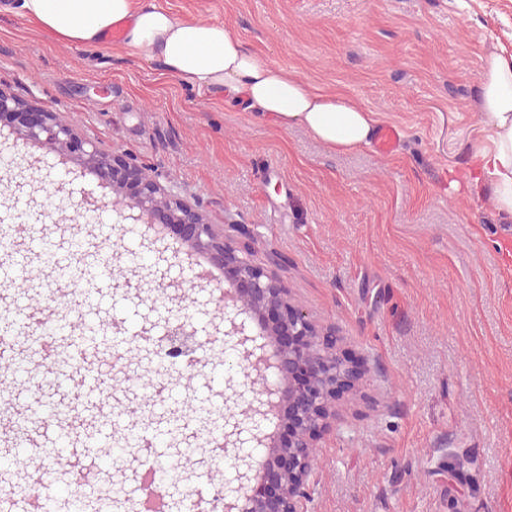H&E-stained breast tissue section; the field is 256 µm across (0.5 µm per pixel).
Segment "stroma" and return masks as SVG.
Listing matches in <instances>:
<instances>
[{"mask_svg": "<svg viewBox=\"0 0 512 512\" xmlns=\"http://www.w3.org/2000/svg\"><path fill=\"white\" fill-rule=\"evenodd\" d=\"M234 30L311 87L402 132L331 152L301 127L208 98L114 43L74 48L0 12V89L177 184L210 223L276 251L293 301L366 375L317 443L307 512H512V236L489 193L458 197L482 57L512 52V0H159ZM0 217L68 209L15 192Z\"/></svg>", "mask_w": 512, "mask_h": 512, "instance_id": "1", "label": "stroma"}]
</instances>
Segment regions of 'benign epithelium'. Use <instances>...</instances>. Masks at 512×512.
Listing matches in <instances>:
<instances>
[{
    "instance_id": "benign-epithelium-1",
    "label": "benign epithelium",
    "mask_w": 512,
    "mask_h": 512,
    "mask_svg": "<svg viewBox=\"0 0 512 512\" xmlns=\"http://www.w3.org/2000/svg\"><path fill=\"white\" fill-rule=\"evenodd\" d=\"M0 123L9 125L14 145L37 147L54 157L51 163L34 159L40 181L73 201L81 214L101 206L95 192L80 186L83 171L95 173L100 187L112 193L113 223L133 231L151 258L139 278L125 281L126 292L140 295L142 359L162 360L180 376L197 367L204 345L231 350L241 359V372L225 374L223 428L208 444L212 456L228 458L234 471L223 512H306L310 449L336 418L340 392L362 373L338 348L335 329L317 325L292 302L277 274L280 255L268 251L264 262H255L253 253L263 246L256 234L238 224L209 223L175 187L161 184L136 160L102 151L56 113L30 108L1 89ZM40 229L54 232L58 253H71L75 232L67 223L53 220ZM81 233L77 266L103 263L111 244L97 238L88 220ZM242 236L247 241H240ZM188 287L197 289L196 309L203 321L192 320L180 304ZM45 288L49 299L67 298L74 282L52 281ZM158 288L171 299L161 316L154 315ZM121 332L118 321L105 320L102 335L112 342L87 345L78 336H67L62 345L80 348L88 370L106 360L126 373L133 366L124 360ZM24 341L19 350L29 353L49 354L56 347L42 336L39 319L26 325ZM111 401L103 397L85 405L75 394L64 399L79 487L91 481L79 465L86 454L81 439L88 419L107 411ZM199 438V428L181 425L179 443L167 459L180 460L181 448ZM153 457L155 449L147 442L135 449L121 464L124 480L139 483Z\"/></svg>"
}]
</instances>
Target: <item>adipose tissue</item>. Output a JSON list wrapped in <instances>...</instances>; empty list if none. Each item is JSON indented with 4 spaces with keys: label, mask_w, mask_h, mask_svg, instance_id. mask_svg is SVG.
Returning <instances> with one entry per match:
<instances>
[{
    "label": "adipose tissue",
    "mask_w": 512,
    "mask_h": 512,
    "mask_svg": "<svg viewBox=\"0 0 512 512\" xmlns=\"http://www.w3.org/2000/svg\"><path fill=\"white\" fill-rule=\"evenodd\" d=\"M23 14L61 43L100 45L122 27L129 56L157 62L170 76L206 95L268 117L282 128L304 127L329 150L369 144L378 120L351 97L310 88L294 72L249 50L231 28L182 18L158 0H20ZM490 147L475 146L470 169L452 180L468 196L490 191L499 215L512 217V54L488 53L479 79V113Z\"/></svg>",
    "instance_id": "1"
}]
</instances>
